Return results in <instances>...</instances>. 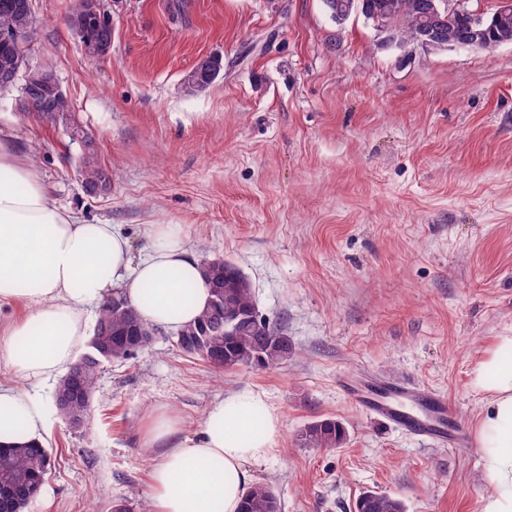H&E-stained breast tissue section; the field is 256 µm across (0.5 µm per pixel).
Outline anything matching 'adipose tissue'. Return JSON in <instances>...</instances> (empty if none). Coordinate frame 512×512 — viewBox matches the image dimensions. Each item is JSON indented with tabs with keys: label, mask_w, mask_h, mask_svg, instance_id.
<instances>
[{
	"label": "adipose tissue",
	"mask_w": 512,
	"mask_h": 512,
	"mask_svg": "<svg viewBox=\"0 0 512 512\" xmlns=\"http://www.w3.org/2000/svg\"><path fill=\"white\" fill-rule=\"evenodd\" d=\"M149 247L131 262L117 225L90 223L56 204L31 163L0 136V445L42 442L47 414L17 381L55 378L71 367L91 307L113 291L150 325L176 331L206 306L200 262L176 224L148 228ZM477 384L492 393L479 422L485 476L492 487L482 512H512V356L494 353ZM164 406L150 408L140 429L154 450L151 512H238L281 435L280 418L260 394L234 393L208 407L196 436Z\"/></svg>",
	"instance_id": "obj_1"
}]
</instances>
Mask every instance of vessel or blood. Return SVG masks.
<instances>
[{
    "instance_id": "1",
    "label": "vessel or blood",
    "mask_w": 512,
    "mask_h": 512,
    "mask_svg": "<svg viewBox=\"0 0 512 512\" xmlns=\"http://www.w3.org/2000/svg\"><path fill=\"white\" fill-rule=\"evenodd\" d=\"M343 393L366 415L427 442L437 448H464L469 433L458 425L447 396L403 379L374 373H342Z\"/></svg>"
}]
</instances>
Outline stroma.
<instances>
[{
    "mask_svg": "<svg viewBox=\"0 0 512 512\" xmlns=\"http://www.w3.org/2000/svg\"><path fill=\"white\" fill-rule=\"evenodd\" d=\"M72 2L32 0L28 59L56 76L110 192L85 191L64 127L19 119L20 87L0 91V130L60 205L121 226L132 258L147 225L177 224L197 259L240 268L293 349L275 368L218 370L159 330L150 349L103 363L79 429L57 409L56 380L21 384L49 413L52 457L25 512L135 507L146 408L169 405L190 434L242 391L282 421L254 469L281 512H354L367 490L405 512H482L477 445H425L360 411L336 377L366 369L435 388L477 436L489 401L475 371L512 337V43L384 47L361 17L336 26L322 0H107L112 53L94 61L67 24ZM209 56L222 75L186 93ZM321 418L345 425L341 447L300 443Z\"/></svg>",
    "mask_w": 512,
    "mask_h": 512,
    "instance_id": "obj_1",
    "label": "stroma"
}]
</instances>
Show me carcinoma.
Here are the masks:
<instances>
[{
    "mask_svg": "<svg viewBox=\"0 0 512 512\" xmlns=\"http://www.w3.org/2000/svg\"><path fill=\"white\" fill-rule=\"evenodd\" d=\"M24 0H0V30H16L22 40L18 44L0 42V79L5 75L17 74L16 80L36 82L38 70L27 66L26 57L30 45L38 36L35 18L28 14ZM365 3L369 13H376L389 20L386 41L399 46L411 43L423 33V17L413 8L419 0H359ZM436 34L446 42H454L466 36L473 40L477 49L492 52L494 43L512 39V12L498 13L493 9L485 14L484 22L477 25L468 13H455L438 26ZM221 70V61L209 58L202 66H194L185 76L184 85L190 92H196L211 83L209 72ZM35 116L47 125L62 124L69 129L70 137L83 144L81 173L86 191L93 195L107 193L112 185V172L101 166L93 142L75 123H70L69 110L62 107L55 91L43 88L36 96L34 106L26 108L21 116ZM203 276L208 284L210 299L206 308L192 323L179 330L178 349L187 355L205 358L208 350L215 348L223 358L209 365L217 369L236 366H257L274 368L285 360L291 350L288 336L278 329L267 326L263 319L260 327L245 324L236 335L224 336V323L233 320L246 311L256 309L252 288L242 271L224 260H203L200 262ZM146 327L127 298L112 295L101 304L99 316L88 348L96 350L105 347L116 359L132 357L129 349L120 342V337L135 329ZM148 328V327H146ZM153 328L142 338L140 350L152 345ZM74 384L64 376L56 389V402L60 414L67 421L81 414L85 408L82 400L70 398ZM300 442L310 448H339L346 440V429L342 422L333 418L314 420L301 430ZM51 466L49 451L39 445L2 447L0 446V484L11 486L10 495L0 499V512H24L30 502V489L45 479ZM240 512H281L280 499L274 489L257 482L246 492ZM355 512H404L401 501L366 492L355 504Z\"/></svg>",
    "mask_w": 512,
    "mask_h": 512,
    "instance_id": "obj_1",
    "label": "carcinoma"
}]
</instances>
